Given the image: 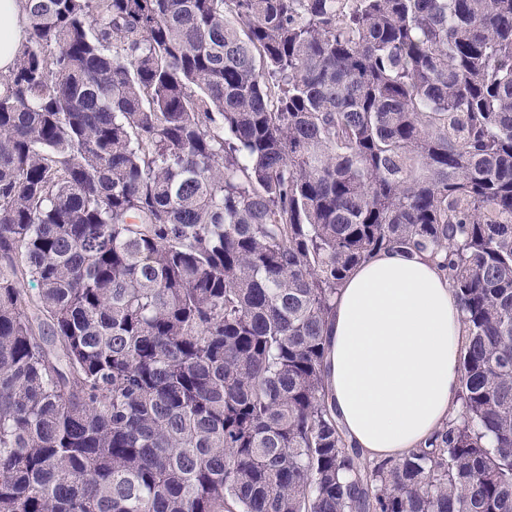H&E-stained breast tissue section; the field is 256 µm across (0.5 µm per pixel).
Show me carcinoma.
I'll list each match as a JSON object with an SVG mask.
<instances>
[{
    "label": "carcinoma",
    "instance_id": "obj_1",
    "mask_svg": "<svg viewBox=\"0 0 512 512\" xmlns=\"http://www.w3.org/2000/svg\"><path fill=\"white\" fill-rule=\"evenodd\" d=\"M26 4L0 512H512V0ZM396 244L467 341L449 421L371 461L325 331Z\"/></svg>",
    "mask_w": 512,
    "mask_h": 512
}]
</instances>
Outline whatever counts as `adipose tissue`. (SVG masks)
Returning <instances> with one entry per match:
<instances>
[{"label": "adipose tissue", "mask_w": 512, "mask_h": 512, "mask_svg": "<svg viewBox=\"0 0 512 512\" xmlns=\"http://www.w3.org/2000/svg\"><path fill=\"white\" fill-rule=\"evenodd\" d=\"M28 37L24 0H0V74L14 68ZM326 336L334 413L366 457L424 446L456 408L462 315L446 272L426 254L394 247L355 268Z\"/></svg>", "instance_id": "1"}]
</instances>
